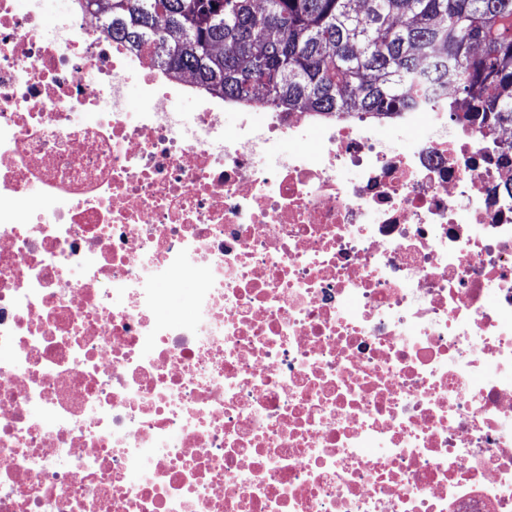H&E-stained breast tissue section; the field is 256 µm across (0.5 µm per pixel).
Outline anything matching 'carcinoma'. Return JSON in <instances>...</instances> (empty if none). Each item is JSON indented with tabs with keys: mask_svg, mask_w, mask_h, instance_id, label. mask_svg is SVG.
I'll use <instances>...</instances> for the list:
<instances>
[{
	"mask_svg": "<svg viewBox=\"0 0 512 512\" xmlns=\"http://www.w3.org/2000/svg\"><path fill=\"white\" fill-rule=\"evenodd\" d=\"M105 31L211 93L391 116L449 85L451 118L512 127V0H111Z\"/></svg>",
	"mask_w": 512,
	"mask_h": 512,
	"instance_id": "1",
	"label": "carcinoma"
}]
</instances>
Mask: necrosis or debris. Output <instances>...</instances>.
Returning <instances> with one entry per match:
<instances>
[{
    "mask_svg": "<svg viewBox=\"0 0 512 512\" xmlns=\"http://www.w3.org/2000/svg\"><path fill=\"white\" fill-rule=\"evenodd\" d=\"M45 7L0 0V512H512L503 131L233 102Z\"/></svg>",
    "mask_w": 512,
    "mask_h": 512,
    "instance_id": "necrosis-or-debris-1",
    "label": "necrosis or debris"
}]
</instances>
